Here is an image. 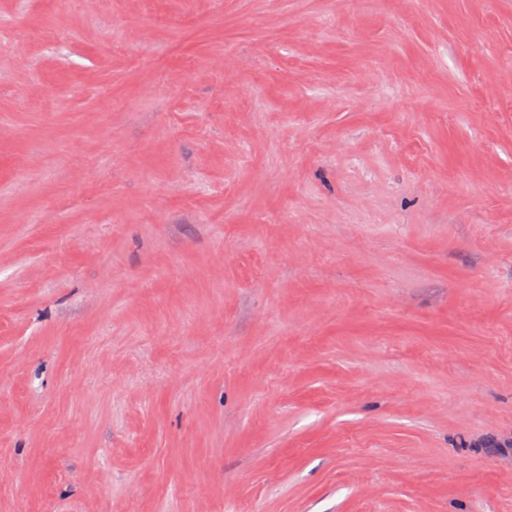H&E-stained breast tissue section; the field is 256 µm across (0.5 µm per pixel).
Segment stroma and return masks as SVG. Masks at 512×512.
<instances>
[{
    "label": "stroma",
    "instance_id": "stroma-1",
    "mask_svg": "<svg viewBox=\"0 0 512 512\" xmlns=\"http://www.w3.org/2000/svg\"><path fill=\"white\" fill-rule=\"evenodd\" d=\"M512 0H0V512H512Z\"/></svg>",
    "mask_w": 512,
    "mask_h": 512
}]
</instances>
